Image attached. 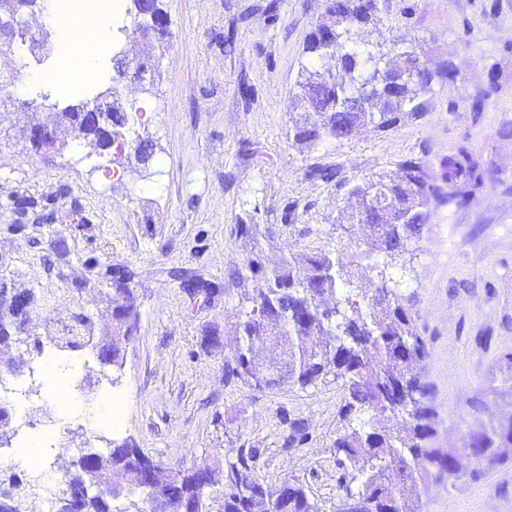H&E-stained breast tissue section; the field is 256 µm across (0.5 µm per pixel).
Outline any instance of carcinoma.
<instances>
[{"mask_svg": "<svg viewBox=\"0 0 512 512\" xmlns=\"http://www.w3.org/2000/svg\"><path fill=\"white\" fill-rule=\"evenodd\" d=\"M335 2L336 54L342 60L333 73L321 70L317 61L324 57V50L318 33H310L305 50L312 65L301 73L297 104L315 113L319 122L296 124L299 141L323 135L343 139L365 125L387 131L425 111L418 91L434 76L455 75L448 68L432 73L416 57L400 56L395 64L387 65L392 50H377L372 41L364 39L373 33V6L360 0ZM387 68L403 77L397 97L391 100L385 99L386 87L380 83ZM358 97L361 102L352 112L348 102ZM482 175L480 163L466 151L443 160L437 176L423 164L406 160L396 177L380 175L374 183L391 189L399 204L411 212L410 223L393 224L385 218L371 222L364 207L347 220L370 228L379 251L393 262L419 236L430 202L450 204L464 199ZM345 251L340 241L332 251L310 242L274 266L260 253H249L243 266L256 288L251 311L238 323L232 373L258 389H272L284 382L306 388L330 376L343 381L348 402L342 408V431L334 441L343 469L338 496L356 498L360 512H423L422 489L427 482L459 479L461 459L472 465L471 476L475 477L512 454V416L491 422L479 432V458L465 447H432L435 413L427 405L429 388L422 378L427 348L408 299L385 280L370 292L345 293V288L353 286L357 271L343 261ZM326 306L336 315H325ZM112 317L116 326L105 347L112 353V369L119 371L125 359L123 344L138 330L133 293L114 300ZM27 319L26 311L0 292V346L13 344L16 331ZM260 340L271 343L278 359L266 363L256 356L253 344ZM365 413L370 417L362 422L360 415ZM388 413L405 419L396 434L386 425ZM117 453L125 459L126 474L153 466L151 485L139 490L138 498L124 508L113 509L109 498L91 493L82 502V512H140L139 501L145 498L164 500L175 510L184 501L205 494L193 468L167 466L127 443L91 459L73 457L67 484L88 485L111 476ZM257 457V449L240 448L233 456L225 455L222 466L203 462L220 473L224 512H321L302 485L285 481L272 487L261 482L254 472Z\"/></svg>", "mask_w": 512, "mask_h": 512, "instance_id": "carcinoma-1", "label": "carcinoma"}]
</instances>
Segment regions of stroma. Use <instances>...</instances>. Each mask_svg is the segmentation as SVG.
<instances>
[{
    "mask_svg": "<svg viewBox=\"0 0 512 512\" xmlns=\"http://www.w3.org/2000/svg\"><path fill=\"white\" fill-rule=\"evenodd\" d=\"M170 37L160 45L134 34L133 15L114 32L101 65L106 80L74 94L34 98L38 122L63 148L36 151L12 86L26 69H51L47 46L15 43L0 66V283L34 295L22 343L0 347V381L22 385L25 419L0 445V500L15 512H57L72 458L66 433L99 450L107 440L136 444L155 460L192 466L223 463L255 448V474L267 485L300 483L321 512H336L342 469L333 442L346 392L329 379L302 389L256 390L229 372L235 328L251 308L253 281L243 268L252 250L267 263L306 243L335 248L338 217L355 204L353 184L395 174L410 158L432 171L459 149L492 160L496 173L459 203L430 205L419 238L390 266L397 291L427 343L424 376L437 411L435 444H462L484 424L512 415L505 357L512 353V143L497 131L512 123V0H382L378 27L388 41L415 49L429 70L454 62L455 80L420 90V117L388 131L295 137L294 109L304 46L326 22L322 0H161ZM150 56L144 79L119 75L116 58ZM114 89L126 113L122 152L103 151L78 128L60 124L69 105ZM149 113L135 115L136 104ZM151 147L138 163L139 143ZM336 171L333 181L316 177ZM33 203L27 216L17 199ZM259 224L252 242L237 227ZM68 253L58 257V240ZM128 266L139 328L126 346L118 380L101 377L87 337L112 334L108 269ZM199 278L218 284L211 301L191 299ZM217 335L219 343L208 342ZM73 359L74 406L61 412L34 373L48 357ZM17 365L9 373L8 365ZM123 402L118 426L85 417L105 394ZM309 436L292 440V422ZM54 435L44 474L14 465L24 442ZM424 512H512V458L479 478L429 484Z\"/></svg>",
    "mask_w": 512,
    "mask_h": 512,
    "instance_id": "obj_1",
    "label": "stroma"
}]
</instances>
